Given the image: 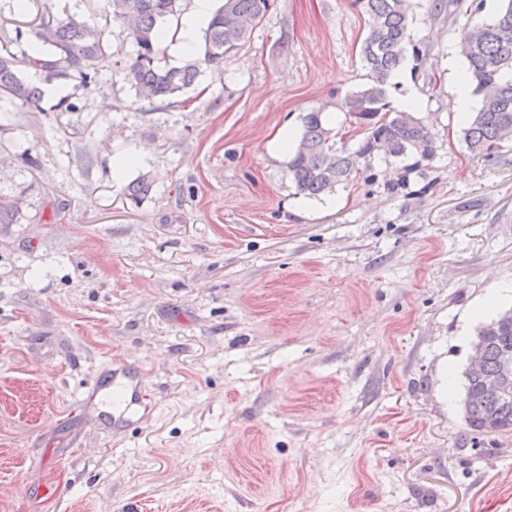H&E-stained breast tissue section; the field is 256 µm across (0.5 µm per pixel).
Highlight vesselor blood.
<instances>
[{"instance_id": "vessel-or-blood-1", "label": "vessel or blood", "mask_w": 512, "mask_h": 512, "mask_svg": "<svg viewBox=\"0 0 512 512\" xmlns=\"http://www.w3.org/2000/svg\"><path fill=\"white\" fill-rule=\"evenodd\" d=\"M144 368L124 359L113 360L96 376L77 401L87 423L120 433L138 423L152 403L142 390Z\"/></svg>"}]
</instances>
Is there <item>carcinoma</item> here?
<instances>
[{
    "label": "carcinoma",
    "instance_id": "1",
    "mask_svg": "<svg viewBox=\"0 0 512 512\" xmlns=\"http://www.w3.org/2000/svg\"><path fill=\"white\" fill-rule=\"evenodd\" d=\"M433 16L448 15L455 22L461 15L467 22L456 48L467 63L463 81L476 83L484 92L479 109L463 120V141L468 151L489 156L502 144L512 142V0H502L490 19L475 20L483 3L465 5L463 0H428ZM369 16L361 45V59L368 70V82L347 94L339 110L354 120L364 138L357 150L336 149V135L323 108H312L302 116V133L288 160V175L298 192L318 197L349 183L361 162L382 153L399 159L418 154L429 159L435 151L434 135L416 116L410 103L392 110L387 102L388 87L409 60H419L421 49L411 32L413 0H357ZM105 24L91 22L79 14L64 19H42L32 31L35 41L15 58L10 49L0 53V92L28 104L40 98L39 88L27 82L20 67L38 71L69 69L84 83L96 80L110 58L105 25L110 19L123 20L134 54L127 65V78L140 93L165 101L190 88L200 74L201 64H220L237 52L250 38L253 24L270 7V0H223L205 32L204 59L189 58L181 66L155 64L163 38L161 22L176 16L182 0H109ZM55 50V58L40 55L42 47ZM151 183L141 177L127 186L128 196L138 202L150 193ZM506 325L495 337L482 340L484 363L480 370L463 373L464 419L469 430L483 436L512 432V395L486 396L480 389L482 378L497 371L503 353H512V310L499 315Z\"/></svg>",
    "mask_w": 512,
    "mask_h": 512
}]
</instances>
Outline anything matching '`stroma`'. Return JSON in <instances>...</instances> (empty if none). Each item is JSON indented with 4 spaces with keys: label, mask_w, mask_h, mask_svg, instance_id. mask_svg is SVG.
<instances>
[{
    "label": "stroma",
    "mask_w": 512,
    "mask_h": 512,
    "mask_svg": "<svg viewBox=\"0 0 512 512\" xmlns=\"http://www.w3.org/2000/svg\"><path fill=\"white\" fill-rule=\"evenodd\" d=\"M106 9L0 0V40ZM367 28L356 0H270L161 102L115 21L97 82L29 70L37 105L0 94V512H512V434H471L462 408L475 334L512 308L485 305L512 284V143L461 140L458 24L416 0L423 57L389 100L435 154L402 187L379 157L316 198L288 176L311 107L337 147L362 140L336 103L367 81ZM115 357L154 404L121 434L70 412ZM54 420L77 445L44 458Z\"/></svg>",
    "instance_id": "obj_1"
}]
</instances>
